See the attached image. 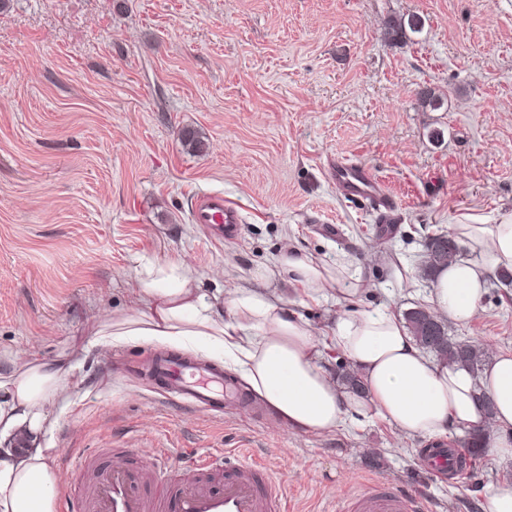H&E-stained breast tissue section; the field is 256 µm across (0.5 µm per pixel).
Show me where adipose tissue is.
<instances>
[{"mask_svg":"<svg viewBox=\"0 0 512 512\" xmlns=\"http://www.w3.org/2000/svg\"><path fill=\"white\" fill-rule=\"evenodd\" d=\"M463 248L434 276L432 309L460 324L479 312L489 277L512 270V219L498 224H456ZM289 279L312 292L340 284L342 274L290 247L278 257ZM195 271L183 261L155 263L133 280L134 308L102 324L95 335L119 343L141 337L175 349L222 359L288 429L328 431L349 415L381 419L404 435L438 438L458 430L491 436L490 454L512 458V351L493 355L479 375L438 363L417 345L400 315L370 310L340 318L330 331L272 301L254 288L229 289L221 303L205 301ZM359 371L364 393L339 386L319 350L322 334ZM70 369L29 362L0 374V431L24 426L38 432L47 403L68 386ZM488 396L493 416L477 398ZM57 478L44 449L17 455L0 448V512H54Z\"/></svg>","mask_w":512,"mask_h":512,"instance_id":"adipose-tissue-1","label":"adipose tissue"}]
</instances>
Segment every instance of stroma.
Returning <instances> with one entry per match:
<instances>
[{"label":"stroma","mask_w":512,"mask_h":512,"mask_svg":"<svg viewBox=\"0 0 512 512\" xmlns=\"http://www.w3.org/2000/svg\"><path fill=\"white\" fill-rule=\"evenodd\" d=\"M421 17V32L393 24ZM432 88L438 109L422 103ZM195 131L202 149L187 146ZM362 162L394 195L395 231L340 196L327 161ZM205 193L241 214L232 238L191 218ZM512 218V0H9L0 10V372L76 362L32 448L58 489L70 458L94 466L132 449L247 448L282 480L293 512H336L381 482L424 512H481L512 460L463 456L465 478L420 462L429 438L386 421L324 432L282 426L257 396L215 415L165 399L144 372L156 344L102 348L87 321L130 311L150 263L183 260L206 299L257 287L316 327L350 305L277 269L294 245L366 287L358 308L428 305L425 240L451 225ZM407 268L401 287L393 269ZM456 340L512 349V286L489 280Z\"/></svg>","instance_id":"stroma-1"}]
</instances>
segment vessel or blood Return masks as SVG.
<instances>
[{"instance_id":"b4317fda","label":"vessel or blood","mask_w":512,"mask_h":512,"mask_svg":"<svg viewBox=\"0 0 512 512\" xmlns=\"http://www.w3.org/2000/svg\"><path fill=\"white\" fill-rule=\"evenodd\" d=\"M328 174L347 198L369 201L382 214L396 206L362 163L336 159L329 163ZM193 219L211 233L229 236L241 221L220 193L201 196ZM153 377L164 394L210 411L223 408L225 397L240 395L222 368L173 355L157 359ZM216 458L213 452L198 453L172 464L161 454L146 469L113 464L97 479L88 498L67 499L65 512H287L283 484L266 481L262 464L228 452L219 469ZM348 508L350 512H421L422 502L389 485L361 494Z\"/></svg>"}]
</instances>
